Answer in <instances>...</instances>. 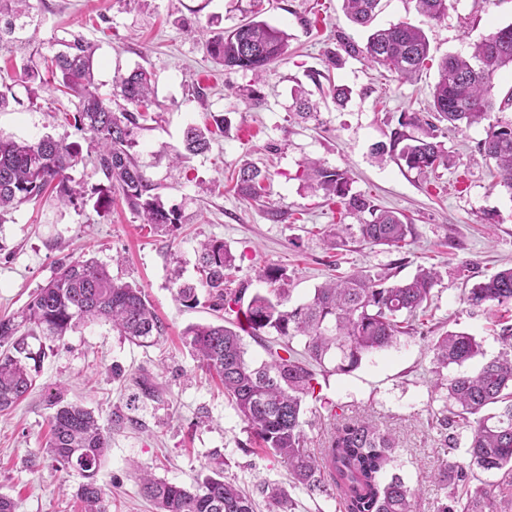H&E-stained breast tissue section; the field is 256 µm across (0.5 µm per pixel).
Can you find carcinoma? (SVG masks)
Listing matches in <instances>:
<instances>
[{
  "label": "carcinoma",
  "mask_w": 512,
  "mask_h": 512,
  "mask_svg": "<svg viewBox=\"0 0 512 512\" xmlns=\"http://www.w3.org/2000/svg\"><path fill=\"white\" fill-rule=\"evenodd\" d=\"M349 19L360 27L371 24L381 0H343ZM417 10L428 20L441 19L447 0H416ZM28 0H0V48L20 40L29 25ZM64 50L46 60L48 71L61 91L77 99L74 115L77 130L89 134L97 149V165L106 179L88 194L72 176L81 161L76 142L44 136L38 140L0 138V215L10 209L56 192L60 204L86 205L95 197L94 210L106 213L112 194L119 193L127 207L145 224L169 232L181 224V213L166 208L153 194L156 186L145 175L132 153L133 130L147 115L139 108L154 96L152 73L138 66L113 79L112 97L99 93L93 73L94 50L79 37L63 43ZM208 55L226 69L270 72L288 46V33L264 20L252 19L205 43ZM348 55L388 69L399 80L412 79L429 57L425 32L408 23L393 24L367 36L360 47L342 43ZM512 69V24L495 29L473 45L469 57L449 54L439 64V78L432 88L431 118L403 112L391 130L389 144L375 151L410 170L423 172L449 166L451 159L438 141L439 123L457 128L485 119L494 106L495 78ZM126 106L112 109V98ZM185 150L198 154L209 148L210 131L190 126L184 133ZM480 151L502 173V186L512 192V123L488 126ZM305 178L314 182L329 199H337L345 212L358 218L359 238L372 246L402 249L416 236L414 224L397 211L381 208L367 196L352 191L349 172L328 168L318 161L303 165ZM268 176L243 166L236 175V189L246 198L259 196ZM199 285H177V297L189 306L198 304L197 288L206 290L213 306L235 319L223 324H195L183 338L198 356L200 367L216 375L224 396L265 452L288 466L294 484L311 495L336 492L346 512H418L417 494L397 473L398 455L393 438L368 418L345 422L334 428L326 447L307 448L304 430L306 397L314 393L317 370L336 362L334 371L348 373L361 361L398 343L414 331V322L427 312L440 275L434 267H419L405 280L390 282L387 273L356 271L338 275L315 289L313 297L288 305L283 269L268 265L258 278L267 291L255 293L241 305L242 290L230 287L235 258L221 240H209L198 251ZM465 302L474 309L494 306L512 309V267L504 268L476 284ZM106 321L112 330L129 340L148 344L165 332L141 288L116 280L109 269L94 260L65 258L54 277L36 289L18 316L0 317V411L7 410L31 392L46 356L45 337L62 340L81 324ZM277 336L280 342L265 343L267 358L247 357L245 337L255 341ZM503 348L474 373L445 374L452 365L463 366L482 354L476 337L450 332L431 346L434 388L443 401L431 427L449 447L458 437L448 434L453 424L471 430L466 461L449 470L463 479L476 466L485 472H503L502 492L512 495V324L501 327ZM304 340L299 353L292 341ZM39 341L33 348L30 340ZM50 437L45 448L59 467L78 471L83 477L76 490L87 512H109L106 494L96 475L109 447L105 430L93 413L76 403L50 397ZM140 491L158 512H254L252 497L238 485L224 480L221 462L212 473L191 488L166 482L144 471L138 477ZM273 512H290V492L266 489ZM482 492L462 499L455 495L436 512H482Z\"/></svg>",
  "instance_id": "obj_1"
}]
</instances>
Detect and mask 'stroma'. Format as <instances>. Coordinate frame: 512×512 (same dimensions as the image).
<instances>
[{"instance_id": "35a3bbf8", "label": "stroma", "mask_w": 512, "mask_h": 512, "mask_svg": "<svg viewBox=\"0 0 512 512\" xmlns=\"http://www.w3.org/2000/svg\"><path fill=\"white\" fill-rule=\"evenodd\" d=\"M253 0H30L31 26L25 39L0 49V76L17 97L0 112V137L34 140L45 135L83 148L73 175L86 191L102 184L87 135L71 122L73 97L51 86L29 87L23 69L53 56L63 40L80 36L96 47L94 74L110 95L116 73L144 66L153 74L155 101L149 121L136 129L135 158L168 207L182 219L173 232H153L122 199L98 215L92 206L74 208L53 195L24 204L0 219V316L18 315L33 292L53 276L63 257L93 258L112 275L143 288L165 326L147 345L113 333L107 323L79 327L54 342L34 390L0 412V495L16 512H81L74 492L81 481L73 470L51 462L44 445L52 413L49 394L93 411L109 436L97 482L107 493L109 512H155L138 493L137 470L184 486L222 461L224 475L254 499L257 512H270L264 486L289 488L294 512H345L333 496H311L293 486L287 467L266 455L228 404L223 389L206 377L182 342L192 324L218 323L207 301L188 307L177 301L171 280L197 282V251L218 239L235 255V285L255 292L259 269L283 268L291 304L307 301L316 287L339 273L365 270L402 280L418 266L435 265L440 280L417 333L365 358L346 374L319 375L307 398L304 426L310 450L325 447L334 426L367 417L395 440L399 473L416 490L420 512H435L458 486L456 477L435 481L438 470L464 455L440 442L429 423L440 406L433 388V340L464 331L482 342L483 358L465 364L477 370L502 349L500 313L473 309L463 298L473 286L512 266V192L501 186L495 164L479 146L489 125L512 121L502 101L512 90V71L496 80L499 109L486 120L447 132L442 142L452 167L418 173L373 148L388 142L400 113H427L437 63L450 53L467 54L492 29L512 24V0H449L446 15L431 21L414 0H381L375 26L401 21L421 27L430 42L431 62L413 80L400 81L362 59L345 57L328 69L338 50L337 35L364 43L366 29L353 25L342 0H262V16L285 30L288 51L271 73L256 79L227 70L205 51L214 33L233 29L251 15ZM350 89L336 104L331 85ZM304 91L317 117L295 116L297 91ZM224 118L208 151L183 156L187 126H214ZM348 170L353 191L380 207L404 213L416 229L402 250L370 246L351 235L329 249L330 225L350 224L340 204L311 188L304 161ZM252 165L267 171L262 197L237 194L232 174ZM149 379L154 396L137 397L136 383Z\"/></svg>"}]
</instances>
